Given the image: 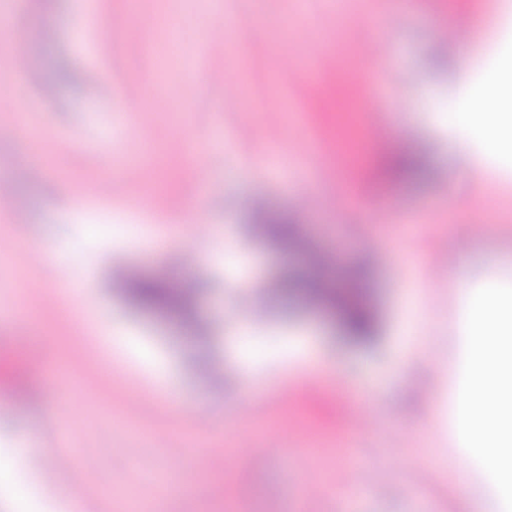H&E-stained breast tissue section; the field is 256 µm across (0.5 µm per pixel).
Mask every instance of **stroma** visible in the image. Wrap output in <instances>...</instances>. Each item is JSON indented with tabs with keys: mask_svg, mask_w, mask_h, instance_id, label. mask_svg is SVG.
Instances as JSON below:
<instances>
[{
	"mask_svg": "<svg viewBox=\"0 0 512 512\" xmlns=\"http://www.w3.org/2000/svg\"><path fill=\"white\" fill-rule=\"evenodd\" d=\"M474 2L500 18L468 42L479 88L512 68V0ZM458 8L459 0H196L184 18L172 0H0L13 20L0 38V128H10L0 131V178L23 184L25 214L0 241V335L17 329L39 343L29 377L47 398L37 406L0 388L10 407L0 415V455L31 450L16 488L0 490V512H68L59 453L81 467V512L139 503L148 512H460L465 483L478 492L476 512H512V478L478 455L457 460L458 292L447 267L430 271L435 240H465L469 288L512 297V155H487L477 135L466 152L450 145L459 70L434 50L439 24ZM220 25L232 50L199 52ZM373 37L390 39L391 55L369 68L368 106L395 153L419 156L422 168L339 210L340 172L312 144L321 117L284 62L307 67L318 48L347 61L354 43ZM18 39L32 68L62 61L74 82L16 86L7 46ZM137 40L147 54L132 51ZM214 71L235 81L240 110L220 107ZM146 152L150 180L96 198ZM258 203L294 216L307 249L259 243L249 232ZM90 224L98 236L87 235ZM193 224L207 225L206 236H192ZM313 249L370 263L382 323L371 347L346 344L329 310L273 300L278 274L312 269ZM35 250L44 254L37 267L28 262ZM58 251L65 262L53 260ZM177 270L195 289L189 325L136 308L110 284L120 272ZM34 281L81 286L68 319H40ZM241 283L260 300L259 315L235 312ZM414 308L426 348L400 370L397 345ZM95 335L106 339L102 350L86 352ZM241 342L260 357L241 359ZM309 351L336 374L308 372ZM365 410L368 431L341 420ZM425 451L432 464L417 485L413 462ZM214 453L225 454L222 468H208ZM353 476L365 486L349 493Z\"/></svg>",
	"mask_w": 512,
	"mask_h": 512,
	"instance_id": "stroma-1",
	"label": "stroma"
}]
</instances>
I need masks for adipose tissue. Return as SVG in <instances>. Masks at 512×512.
I'll list each match as a JSON object with an SVG mask.
<instances>
[{
	"instance_id": "1",
	"label": "adipose tissue",
	"mask_w": 512,
	"mask_h": 512,
	"mask_svg": "<svg viewBox=\"0 0 512 512\" xmlns=\"http://www.w3.org/2000/svg\"><path fill=\"white\" fill-rule=\"evenodd\" d=\"M472 96L471 86L459 82L456 139L477 133L489 151L512 152V112L471 111ZM469 260V251H462L453 267L454 281L461 286L458 333L465 362L453 381L458 396L457 452L463 459L484 453L497 471L508 475L512 473V300L497 302L464 289ZM480 385L496 389V396L476 399ZM491 429L496 432L492 438L487 435Z\"/></svg>"
}]
</instances>
